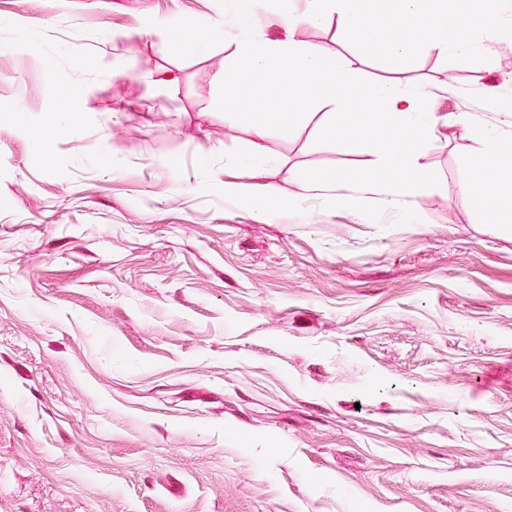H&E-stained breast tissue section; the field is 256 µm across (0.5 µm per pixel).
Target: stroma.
Segmentation results:
<instances>
[{"label":"stroma","mask_w":512,"mask_h":512,"mask_svg":"<svg viewBox=\"0 0 512 512\" xmlns=\"http://www.w3.org/2000/svg\"><path fill=\"white\" fill-rule=\"evenodd\" d=\"M224 5L0 0V512H512V226L459 195L479 133L512 139V26L401 63L304 29L408 70L437 191L265 220L286 165L370 154L308 123L248 160Z\"/></svg>","instance_id":"1"}]
</instances>
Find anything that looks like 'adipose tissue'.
I'll return each instance as SVG.
<instances>
[{
  "instance_id": "adipose-tissue-1",
  "label": "adipose tissue",
  "mask_w": 512,
  "mask_h": 512,
  "mask_svg": "<svg viewBox=\"0 0 512 512\" xmlns=\"http://www.w3.org/2000/svg\"><path fill=\"white\" fill-rule=\"evenodd\" d=\"M330 20L364 53L390 58L408 57L420 46L447 54L460 47L461 31L473 25L492 41L504 23L501 0H380L375 11L368 0H309L301 13L267 12V26L283 33L279 39H247L213 29V38L232 49L217 102L225 124L247 125L257 159H270L267 144L275 134L311 120L324 144L347 152L366 148L372 155L348 178L333 174L325 179L288 168L290 191L269 188L259 202L266 218L300 205L309 190L339 189L349 180L389 204L435 191L436 178L424 158L438 138V126L422 110L421 93L403 69L388 81L361 83L352 61L301 39L303 28ZM460 194L487 223L512 224V141L492 129L481 132Z\"/></svg>"
}]
</instances>
